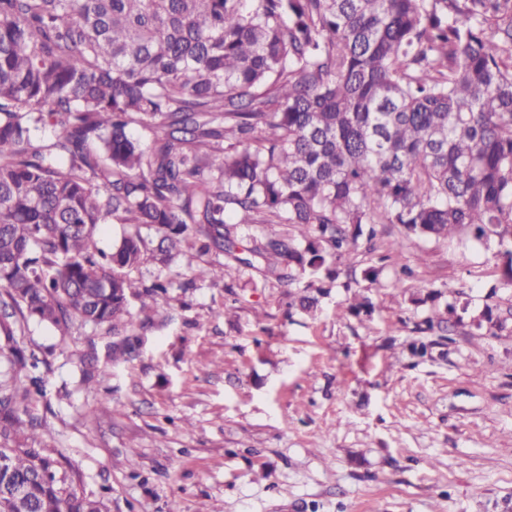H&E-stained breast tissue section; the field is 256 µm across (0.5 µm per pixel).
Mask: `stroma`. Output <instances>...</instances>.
<instances>
[{"instance_id":"1","label":"stroma","mask_w":512,"mask_h":512,"mask_svg":"<svg viewBox=\"0 0 512 512\" xmlns=\"http://www.w3.org/2000/svg\"><path fill=\"white\" fill-rule=\"evenodd\" d=\"M145 257L130 273L172 286L113 362L109 327L67 335L32 325L14 345L39 361L28 414L35 447L66 457L109 512H512V289L498 248L470 237L406 241L411 291L463 295L506 317L463 323L410 357L427 306L372 289L371 318L314 314L252 272L251 285L184 287L187 262Z\"/></svg>"}]
</instances>
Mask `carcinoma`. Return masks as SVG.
<instances>
[{
	"label": "carcinoma",
	"mask_w": 512,
	"mask_h": 512,
	"mask_svg": "<svg viewBox=\"0 0 512 512\" xmlns=\"http://www.w3.org/2000/svg\"><path fill=\"white\" fill-rule=\"evenodd\" d=\"M152 137L147 146L130 133ZM50 129L41 143L38 133ZM127 224L110 251L100 225ZM286 224L252 236L238 229ZM411 238L494 243L512 286V0H0V330L133 325L170 282L128 271L156 232L167 265L185 243L227 254L193 276L232 282L263 262L311 313L377 226ZM417 324L448 344L470 302ZM355 293L337 316L369 318ZM506 320L485 309L471 325ZM16 378L0 382V512H106L80 474L16 441L34 428Z\"/></svg>",
	"instance_id": "cac0c4a2"
}]
</instances>
